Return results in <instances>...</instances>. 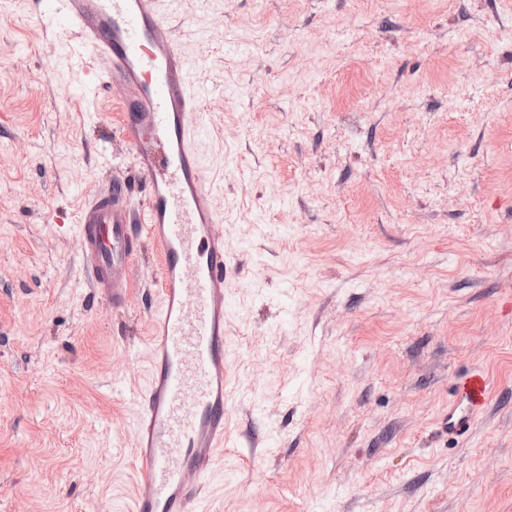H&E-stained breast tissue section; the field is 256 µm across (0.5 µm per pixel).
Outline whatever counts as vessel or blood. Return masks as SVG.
I'll use <instances>...</instances> for the list:
<instances>
[{
    "label": "vessel or blood",
    "instance_id": "1",
    "mask_svg": "<svg viewBox=\"0 0 512 512\" xmlns=\"http://www.w3.org/2000/svg\"><path fill=\"white\" fill-rule=\"evenodd\" d=\"M32 19L58 18L67 67L91 74L89 92L123 95L120 130L142 185L117 183L82 204L74 230L79 262L99 299L129 307L138 285L126 272L152 246L148 376L133 393L138 493L129 512H202L227 440L225 295L227 250L213 202L216 183L197 141L201 83L170 27L181 0H31ZM491 380L469 376L441 428L468 435L473 405Z\"/></svg>",
    "mask_w": 512,
    "mask_h": 512
}]
</instances>
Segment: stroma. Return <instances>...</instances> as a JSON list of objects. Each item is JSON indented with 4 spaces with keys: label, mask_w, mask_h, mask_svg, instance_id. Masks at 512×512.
Here are the masks:
<instances>
[{
    "label": "stroma",
    "mask_w": 512,
    "mask_h": 512,
    "mask_svg": "<svg viewBox=\"0 0 512 512\" xmlns=\"http://www.w3.org/2000/svg\"><path fill=\"white\" fill-rule=\"evenodd\" d=\"M30 9L0 0V512H123L156 255L119 312L52 223L139 178L121 94L75 92ZM179 29L232 248L206 512H512V0H183ZM491 380L484 372L471 374L463 386V393L448 403V413L441 421V429L448 436H467L476 420L473 404L486 395Z\"/></svg>",
    "instance_id": "1"
}]
</instances>
